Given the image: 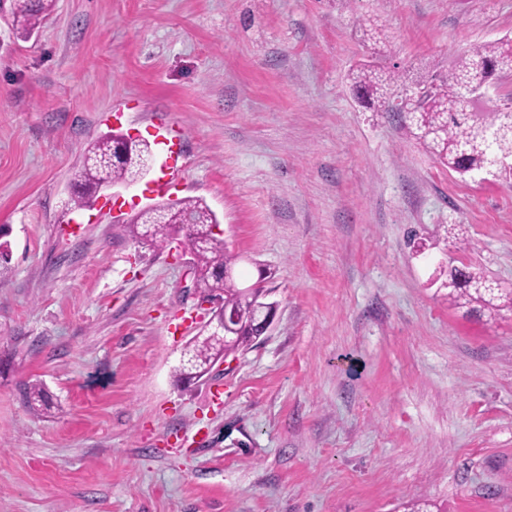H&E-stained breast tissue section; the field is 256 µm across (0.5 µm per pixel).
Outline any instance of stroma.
Listing matches in <instances>:
<instances>
[{
  "label": "stroma",
  "instance_id": "obj_1",
  "mask_svg": "<svg viewBox=\"0 0 512 512\" xmlns=\"http://www.w3.org/2000/svg\"><path fill=\"white\" fill-rule=\"evenodd\" d=\"M11 5L0 512H512V312L467 316L445 285L465 263L512 290V179L448 170L347 80L448 75L512 37V0H55L27 39ZM109 133L155 163L74 207L83 149ZM165 140L179 176L159 195ZM185 198L277 305L190 384L177 368L208 314L179 245L126 226ZM37 381L50 410L27 403Z\"/></svg>",
  "mask_w": 512,
  "mask_h": 512
}]
</instances>
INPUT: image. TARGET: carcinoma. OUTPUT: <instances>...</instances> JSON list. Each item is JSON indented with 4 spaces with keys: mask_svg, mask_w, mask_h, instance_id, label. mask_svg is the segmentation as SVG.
<instances>
[{
    "mask_svg": "<svg viewBox=\"0 0 512 512\" xmlns=\"http://www.w3.org/2000/svg\"><path fill=\"white\" fill-rule=\"evenodd\" d=\"M12 18L22 36L38 29L51 12L54 0H12ZM512 71V38L487 43L456 61L448 79L440 82L433 95L412 113V133L433 155L438 163L461 174L483 172L499 156L512 155V107L494 111L489 118H481L471 111L468 98L470 85L486 71ZM398 81L395 73L386 74L369 67H360L351 73V83L360 97L376 105L380 112H390V84ZM113 139L107 135L90 144L83 151L81 166L73 173L77 191L74 205L90 203L99 187L106 183L132 182L146 173V162L152 155L150 145L140 144L137 158L125 165L111 162ZM193 217L195 224L181 241L184 250L193 257L194 283L204 297L219 290L224 294V308L233 312L230 336H198L187 347L178 367V377L189 380L197 366L210 363L224 348L232 352L246 349L256 339L255 311L257 303L269 293L265 277L256 281L257 287L243 286L235 276L224 272L235 271L241 256L224 248V239L214 233L212 225L217 218L201 199H185L166 204L140 214L129 227L131 235L156 249L168 246L178 232L185 216ZM448 300L466 309L471 316L499 311L497 301L503 290L493 285L480 269L470 266L462 270H448Z\"/></svg>",
    "mask_w": 512,
    "mask_h": 512,
    "instance_id": "1",
    "label": "carcinoma"
}]
</instances>
